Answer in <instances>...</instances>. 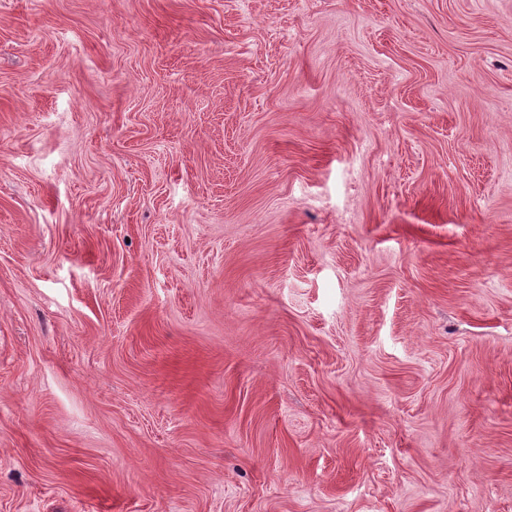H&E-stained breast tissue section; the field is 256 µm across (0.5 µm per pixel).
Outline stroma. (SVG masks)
<instances>
[{
	"instance_id": "stroma-1",
	"label": "stroma",
	"mask_w": 512,
	"mask_h": 512,
	"mask_svg": "<svg viewBox=\"0 0 512 512\" xmlns=\"http://www.w3.org/2000/svg\"><path fill=\"white\" fill-rule=\"evenodd\" d=\"M0 512H512V0H0Z\"/></svg>"
}]
</instances>
